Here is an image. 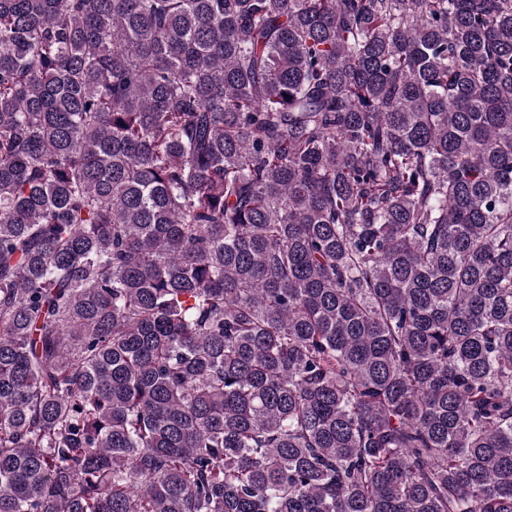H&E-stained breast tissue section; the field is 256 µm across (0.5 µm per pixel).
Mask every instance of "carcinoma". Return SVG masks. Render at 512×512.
<instances>
[{"label": "carcinoma", "mask_w": 512, "mask_h": 512, "mask_svg": "<svg viewBox=\"0 0 512 512\" xmlns=\"http://www.w3.org/2000/svg\"><path fill=\"white\" fill-rule=\"evenodd\" d=\"M0 512H512V0H0Z\"/></svg>", "instance_id": "cac0c4a2"}]
</instances>
